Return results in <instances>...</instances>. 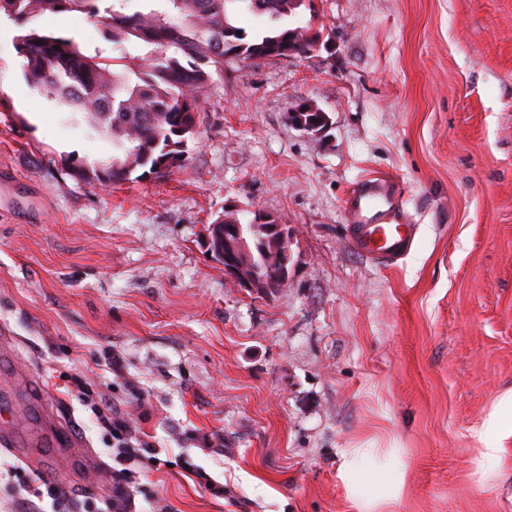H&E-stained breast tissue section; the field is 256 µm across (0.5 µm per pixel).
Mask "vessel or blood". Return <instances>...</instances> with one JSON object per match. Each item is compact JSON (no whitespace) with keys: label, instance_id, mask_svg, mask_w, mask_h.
<instances>
[{"label":"vessel or blood","instance_id":"b4317fda","mask_svg":"<svg viewBox=\"0 0 512 512\" xmlns=\"http://www.w3.org/2000/svg\"><path fill=\"white\" fill-rule=\"evenodd\" d=\"M347 231L358 251L389 266L409 254L418 227L409 223L393 180L375 176L353 190L347 204Z\"/></svg>","mask_w":512,"mask_h":512}]
</instances>
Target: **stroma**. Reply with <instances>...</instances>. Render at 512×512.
Wrapping results in <instances>:
<instances>
[{
	"instance_id": "1",
	"label": "stroma",
	"mask_w": 512,
	"mask_h": 512,
	"mask_svg": "<svg viewBox=\"0 0 512 512\" xmlns=\"http://www.w3.org/2000/svg\"><path fill=\"white\" fill-rule=\"evenodd\" d=\"M288 24L312 50L226 63L184 167L107 189L63 159L111 144L0 31V512H52L19 468L67 483L69 512L111 500L87 397L163 461L128 512H512V0H305ZM39 25L102 41L80 12ZM302 104L327 126L290 122ZM382 174L419 227L394 268L346 235ZM228 205L291 227L287 287L208 257Z\"/></svg>"
}]
</instances>
